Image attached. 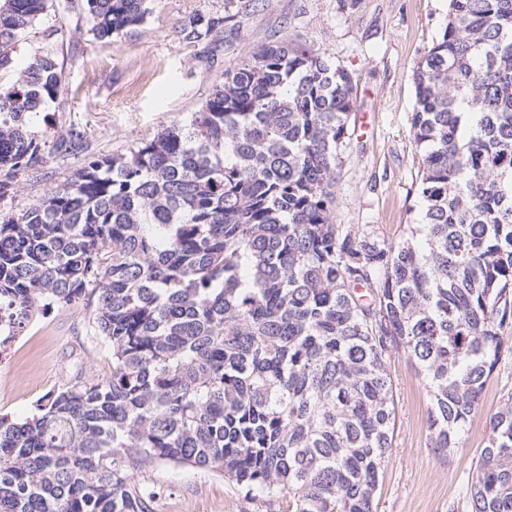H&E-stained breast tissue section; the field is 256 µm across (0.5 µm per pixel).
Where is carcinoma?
I'll use <instances>...</instances> for the list:
<instances>
[{"mask_svg":"<svg viewBox=\"0 0 512 512\" xmlns=\"http://www.w3.org/2000/svg\"><path fill=\"white\" fill-rule=\"evenodd\" d=\"M48 0H0V68ZM150 0H65L97 38ZM234 16L184 41L212 59ZM420 224L393 242L336 223L350 72L276 41L224 69L188 124L82 168L0 219V308L88 314L112 374L0 416V512H153L133 471L218 470L290 512H374L392 447L387 360L403 350L451 451L512 348V0H448L413 72ZM54 53L0 91V200L48 162L32 119L64 93ZM85 150L72 128L53 151ZM468 512H512V394L490 420Z\"/></svg>","mask_w":512,"mask_h":512,"instance_id":"obj_1","label":"carcinoma"}]
</instances>
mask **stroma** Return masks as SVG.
Listing matches in <instances>:
<instances>
[{
    "label": "stroma",
    "instance_id": "stroma-1",
    "mask_svg": "<svg viewBox=\"0 0 512 512\" xmlns=\"http://www.w3.org/2000/svg\"><path fill=\"white\" fill-rule=\"evenodd\" d=\"M146 23L133 32L97 39L90 22L61 4L0 70V90L12 87L37 47L51 45L68 82L63 98L46 103L34 129L53 143L70 128L84 131L89 152L112 156L184 124L209 97L225 68L260 46L288 40L344 66L357 91L354 134L336 186V221L370 224L389 240L419 221L416 150L410 136L415 104L413 69L447 20L448 0H152ZM229 13L224 44L211 62L187 46L182 24L197 14ZM83 155L52 160L22 177L0 210H18L65 183ZM395 403L392 447L374 493L375 512H468L467 489L489 419L512 392V350L504 352L453 452L430 446L428 389L404 351L387 362ZM112 373V356L88 334L84 311L51 305L0 345V415L36 413L63 388ZM154 490V512H284L252 503L218 472L163 461L135 470Z\"/></svg>",
    "mask_w": 512,
    "mask_h": 512
}]
</instances>
